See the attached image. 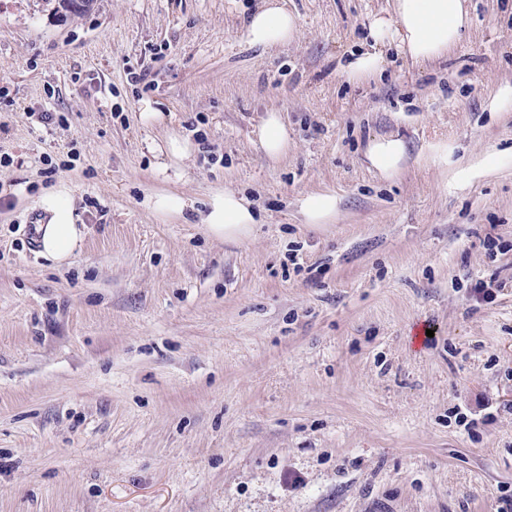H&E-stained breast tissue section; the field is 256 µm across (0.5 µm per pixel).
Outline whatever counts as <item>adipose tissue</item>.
<instances>
[{
  "instance_id": "adipose-tissue-1",
  "label": "adipose tissue",
  "mask_w": 512,
  "mask_h": 512,
  "mask_svg": "<svg viewBox=\"0 0 512 512\" xmlns=\"http://www.w3.org/2000/svg\"><path fill=\"white\" fill-rule=\"evenodd\" d=\"M465 0H394L393 15L376 17L372 32L376 40L395 42L399 51L417 62L444 59L457 47L468 26ZM297 19L281 0H263L247 20L246 40L250 45L276 49L288 45L297 35ZM371 168L390 179L397 176L407 157L405 141L396 135L372 139L365 150ZM433 162L452 168V183L463 187L474 184L507 163L505 155L490 152L476 161L453 158L448 145L437 147ZM48 215L36 225L35 233L43 257L59 265L70 264L80 250L86 228L74 220L73 200L55 193L43 200ZM214 239L236 243L249 238L256 225L255 212L247 198L228 190L215 196L202 218Z\"/></svg>"
}]
</instances>
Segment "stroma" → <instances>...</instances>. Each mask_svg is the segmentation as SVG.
<instances>
[{
    "instance_id": "obj_1",
    "label": "stroma",
    "mask_w": 512,
    "mask_h": 512,
    "mask_svg": "<svg viewBox=\"0 0 512 512\" xmlns=\"http://www.w3.org/2000/svg\"><path fill=\"white\" fill-rule=\"evenodd\" d=\"M257 3L0 0V512L512 495V163L459 190L416 160L437 142L512 155V106L489 108L512 86V0H467L448 58L393 48L362 85L342 69L392 0H285L299 33L274 50L246 41ZM271 112L290 143L275 163L255 135ZM387 134L409 156L391 180L364 156ZM227 189L259 219L238 244L198 219ZM54 190L87 227L63 267L34 234ZM320 190L336 219L305 223ZM158 194L189 206L161 218ZM338 197L331 191L311 192L299 200V208L308 224H329L336 217Z\"/></svg>"
}]
</instances>
